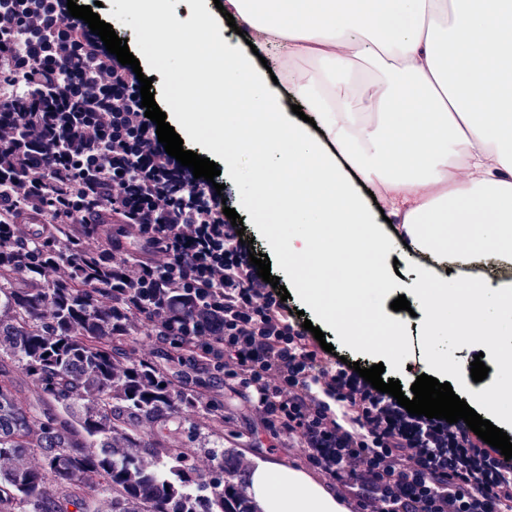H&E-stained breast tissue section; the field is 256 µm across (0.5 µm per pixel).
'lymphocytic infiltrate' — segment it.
Instances as JSON below:
<instances>
[{
  "label": "lymphocytic infiltrate",
  "mask_w": 512,
  "mask_h": 512,
  "mask_svg": "<svg viewBox=\"0 0 512 512\" xmlns=\"http://www.w3.org/2000/svg\"><path fill=\"white\" fill-rule=\"evenodd\" d=\"M74 59L86 64L77 77ZM0 80L24 88L0 98V248L23 249L31 266L56 253L82 271L81 287L111 288L126 325L144 322L222 377L355 512H512V460L466 423L409 415L325 352L258 277L221 196L166 153L135 73L67 0H0ZM154 301L164 308L153 315Z\"/></svg>",
  "instance_id": "1"
}]
</instances>
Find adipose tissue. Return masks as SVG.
Returning a JSON list of instances; mask_svg holds the SVG:
<instances>
[{"label":"adipose tissue","mask_w":512,"mask_h":512,"mask_svg":"<svg viewBox=\"0 0 512 512\" xmlns=\"http://www.w3.org/2000/svg\"><path fill=\"white\" fill-rule=\"evenodd\" d=\"M147 20L151 60L196 33H210L203 51L188 53L190 80L177 92L224 87L221 112L193 117L192 132L214 135L231 167H244L249 204L271 232L272 250L306 300L328 321L350 311L384 324L372 308L390 282L383 258L424 255L410 288L421 300L429 335L456 319L461 336L512 335V280L450 285L444 269L512 263V0H226L225 10L254 30L266 58L259 67L206 9L181 17L162 0H124ZM315 58L306 74L291 60ZM375 67V91L358 103L355 61ZM283 73L287 87L273 84ZM306 107L303 122L283 99ZM376 187L379 201L404 228L376 223L353 180ZM346 255L336 285L327 272ZM249 492L260 512H340L336 495L306 473L257 462Z\"/></svg>","instance_id":"ef3b65f1"}]
</instances>
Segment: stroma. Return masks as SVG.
I'll list each match as a JSON object with an SVG mask.
<instances>
[{
  "label": "stroma",
  "mask_w": 512,
  "mask_h": 512,
  "mask_svg": "<svg viewBox=\"0 0 512 512\" xmlns=\"http://www.w3.org/2000/svg\"><path fill=\"white\" fill-rule=\"evenodd\" d=\"M77 5L96 6L97 13L102 21L113 26L119 38L125 39L136 59L139 60L142 71L146 77L152 78L151 91L159 107L167 105L168 76L156 69L149 60V54L139 38L142 26L138 20H124L116 12L113 0H75ZM216 183L224 187L226 205L239 214L245 232L244 240L250 241V251L254 254L268 255L271 262V274L278 277L279 283L290 292L289 303L297 309L303 310L306 319L313 326L319 327L325 335L327 343L332 344L335 353L351 360L359 361L361 367L368 368L376 363H383L384 379L399 380L403 392H410L417 376L431 373L429 354L437 350L447 355L449 360L461 368H469L474 355H482L483 361L489 367L491 374L512 378V362L504 361V352L512 349V340L505 337L473 340L466 336L456 335L455 332L441 336L425 335L419 318L413 317L407 311H399L396 317L403 324L402 336L392 349L375 355H367L352 348L346 341L338 336L336 331L327 323L323 316L307 306L304 299L297 293L296 285L289 280L284 268L287 260L283 255L271 252L267 242V227L260 224L250 211L248 188L237 178L228 173L216 176ZM224 445L239 454L244 468H252L255 460H272L283 464H291L295 453L285 448H274L271 436L259 424V417L242 399L229 395L224 399Z\"/></svg>",
  "instance_id": "obj_1"
}]
</instances>
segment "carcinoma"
Here are the masks:
<instances>
[{
  "label": "carcinoma",
  "instance_id": "cac0c4a2",
  "mask_svg": "<svg viewBox=\"0 0 512 512\" xmlns=\"http://www.w3.org/2000/svg\"><path fill=\"white\" fill-rule=\"evenodd\" d=\"M0 250V356L37 387L19 406L0 368V512H260L239 456L224 447L222 405L193 387L171 347L130 361L112 297L69 275L19 284ZM201 444L186 447L199 427ZM215 466L204 475L198 454Z\"/></svg>",
  "mask_w": 512,
  "mask_h": 512
}]
</instances>
